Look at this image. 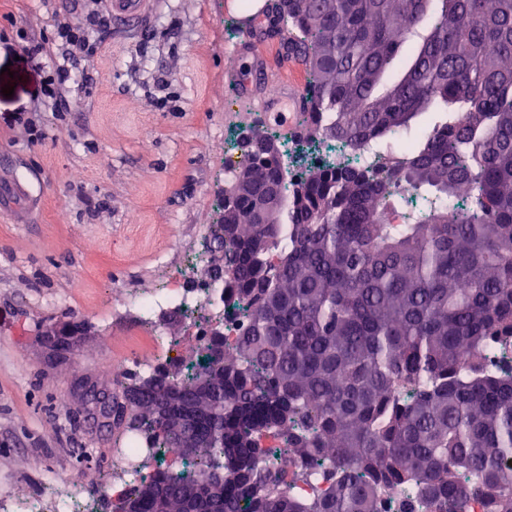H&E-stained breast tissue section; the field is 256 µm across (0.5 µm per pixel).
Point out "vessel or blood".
Wrapping results in <instances>:
<instances>
[{
	"label": "vessel or blood",
	"instance_id": "vessel-or-blood-1",
	"mask_svg": "<svg viewBox=\"0 0 512 512\" xmlns=\"http://www.w3.org/2000/svg\"><path fill=\"white\" fill-rule=\"evenodd\" d=\"M146 0H112V17L121 23L132 25L145 15ZM242 39L238 53L251 54L257 75L251 85L235 86L228 98L229 103L256 101L265 112L303 111L307 106L302 64L289 49L287 43L269 38L259 31L253 21H246L240 28ZM276 84L279 92L268 96L267 84Z\"/></svg>",
	"mask_w": 512,
	"mask_h": 512
}]
</instances>
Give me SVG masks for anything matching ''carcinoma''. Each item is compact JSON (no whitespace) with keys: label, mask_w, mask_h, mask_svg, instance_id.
<instances>
[{"label":"carcinoma","mask_w":512,"mask_h":512,"mask_svg":"<svg viewBox=\"0 0 512 512\" xmlns=\"http://www.w3.org/2000/svg\"><path fill=\"white\" fill-rule=\"evenodd\" d=\"M291 2L268 25L314 53L305 127L372 159L294 180L284 157L243 153L211 242L244 326L230 355L213 332L197 370L121 386L126 445L193 463L138 475L126 501L380 512L397 489L407 512H512V0ZM271 431L298 461L286 489Z\"/></svg>","instance_id":"1"}]
</instances>
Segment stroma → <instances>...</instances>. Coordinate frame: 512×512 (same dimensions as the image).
<instances>
[{"instance_id":"obj_1","label":"stroma","mask_w":512,"mask_h":512,"mask_svg":"<svg viewBox=\"0 0 512 512\" xmlns=\"http://www.w3.org/2000/svg\"><path fill=\"white\" fill-rule=\"evenodd\" d=\"M73 0H0V177L19 174L30 204L0 207V501L70 495L64 477L108 475L113 432L84 418L80 386L128 381L108 359L147 353L143 321L121 311L201 252L216 223L229 158L221 151L226 78H252L226 0H151L142 21L102 31L91 97L40 109L45 72L21 33L55 36ZM38 110L46 137L17 119ZM99 202L89 212L87 199ZM77 317L70 360L51 363L50 326Z\"/></svg>"}]
</instances>
